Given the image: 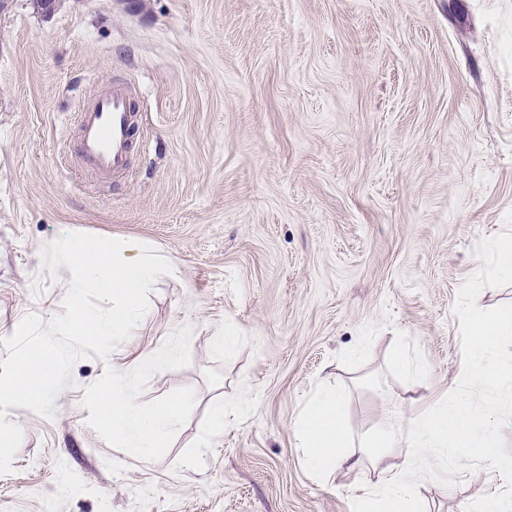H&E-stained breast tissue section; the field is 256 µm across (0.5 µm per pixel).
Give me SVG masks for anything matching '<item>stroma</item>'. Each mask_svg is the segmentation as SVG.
Returning <instances> with one entry per match:
<instances>
[{"label": "stroma", "instance_id": "obj_1", "mask_svg": "<svg viewBox=\"0 0 512 512\" xmlns=\"http://www.w3.org/2000/svg\"><path fill=\"white\" fill-rule=\"evenodd\" d=\"M135 89V151L103 178L73 153L77 115ZM512 209V0H33L0 9V341L61 312L71 272L33 298L44 243L67 232L167 257L149 311L108 360L73 367L23 430L0 512H351L371 468L321 483L295 438L315 382L344 385L354 435L382 400L405 417L462 372L452 305L480 238ZM189 366L141 402L196 392L166 456L144 462L87 427L83 388L178 327ZM230 329L231 348L217 343ZM405 349L424 367L408 378ZM250 391L236 421L215 404ZM501 481L425 480L427 512H465Z\"/></svg>", "mask_w": 512, "mask_h": 512}]
</instances>
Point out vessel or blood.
Listing matches in <instances>:
<instances>
[{
	"instance_id": "1",
	"label": "vessel or blood",
	"mask_w": 512,
	"mask_h": 512,
	"mask_svg": "<svg viewBox=\"0 0 512 512\" xmlns=\"http://www.w3.org/2000/svg\"><path fill=\"white\" fill-rule=\"evenodd\" d=\"M126 85L105 87L82 113L79 154L103 175L124 172L132 150L136 114Z\"/></svg>"
}]
</instances>
